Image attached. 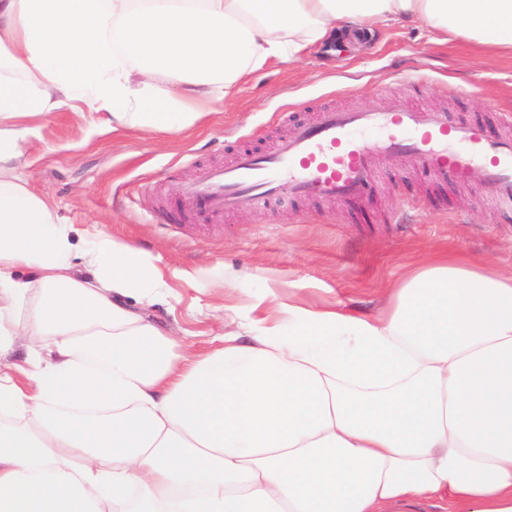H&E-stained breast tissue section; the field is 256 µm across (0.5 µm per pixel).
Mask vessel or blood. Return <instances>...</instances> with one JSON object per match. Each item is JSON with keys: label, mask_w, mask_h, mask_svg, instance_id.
Listing matches in <instances>:
<instances>
[{"label": "vessel or blood", "mask_w": 512, "mask_h": 512, "mask_svg": "<svg viewBox=\"0 0 512 512\" xmlns=\"http://www.w3.org/2000/svg\"><path fill=\"white\" fill-rule=\"evenodd\" d=\"M378 160L418 162L435 174L481 182L497 203L512 205V138L493 140L478 122L400 105L318 112L265 153L245 152L230 164L203 168L178 193L207 215L287 197L336 201L363 194Z\"/></svg>", "instance_id": "obj_1"}]
</instances>
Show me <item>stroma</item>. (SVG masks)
I'll return each mask as SVG.
<instances>
[{
  "label": "stroma",
  "instance_id": "1",
  "mask_svg": "<svg viewBox=\"0 0 512 512\" xmlns=\"http://www.w3.org/2000/svg\"><path fill=\"white\" fill-rule=\"evenodd\" d=\"M421 73L428 82L412 87L410 77ZM456 87L469 100L454 96ZM392 104L477 118L501 136L500 114L512 110V55L455 37L440 41L413 20L389 22L364 43L314 47L254 72L180 132L112 131L83 107L48 113L25 142L18 174L77 232L104 230L170 271L206 269L197 283L172 280L174 297L148 314L183 347L207 353L219 346L228 305L265 310L278 297L316 305L341 299L374 315L404 265L448 246L512 269V208L483 200L478 184L405 162H377L370 191L356 200H279L203 217L176 192L200 166L262 151L320 109ZM409 201L411 220L394 223ZM227 277L237 278L236 289L225 290Z\"/></svg>",
  "mask_w": 512,
  "mask_h": 512
}]
</instances>
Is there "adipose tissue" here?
<instances>
[{
    "label": "adipose tissue",
    "instance_id": "obj_1",
    "mask_svg": "<svg viewBox=\"0 0 512 512\" xmlns=\"http://www.w3.org/2000/svg\"><path fill=\"white\" fill-rule=\"evenodd\" d=\"M397 19L512 50V0H0V353L30 340L25 369L0 360V512H512V273L451 247L382 314L281 301L194 356L146 315L152 257L75 241L17 174L25 118L179 131Z\"/></svg>",
    "mask_w": 512,
    "mask_h": 512
}]
</instances>
